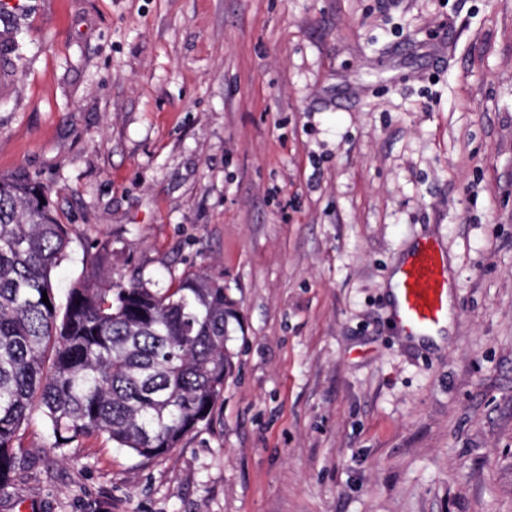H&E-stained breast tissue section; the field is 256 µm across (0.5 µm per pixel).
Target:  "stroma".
Wrapping results in <instances>:
<instances>
[{"label": "stroma", "instance_id": "1", "mask_svg": "<svg viewBox=\"0 0 512 512\" xmlns=\"http://www.w3.org/2000/svg\"><path fill=\"white\" fill-rule=\"evenodd\" d=\"M0 14V176L71 230L59 291L223 278L209 423L54 449L0 512H512V0H27ZM448 260L441 344L391 277Z\"/></svg>", "mask_w": 512, "mask_h": 512}]
</instances>
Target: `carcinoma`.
Returning <instances> with one entry per match:
<instances>
[{
	"label": "carcinoma",
	"instance_id": "obj_1",
	"mask_svg": "<svg viewBox=\"0 0 512 512\" xmlns=\"http://www.w3.org/2000/svg\"><path fill=\"white\" fill-rule=\"evenodd\" d=\"M70 243L45 191L0 176V489L27 462L35 413L57 448L104 436L149 461L211 420L232 372L222 279L153 289L95 271L61 305L53 272Z\"/></svg>",
	"mask_w": 512,
	"mask_h": 512
}]
</instances>
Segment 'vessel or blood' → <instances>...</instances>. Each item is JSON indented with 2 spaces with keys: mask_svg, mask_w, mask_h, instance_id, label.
<instances>
[{
  "mask_svg": "<svg viewBox=\"0 0 512 512\" xmlns=\"http://www.w3.org/2000/svg\"><path fill=\"white\" fill-rule=\"evenodd\" d=\"M398 273L395 319L408 335L431 331L447 320L448 264L435 241H420Z\"/></svg>",
  "mask_w": 512,
  "mask_h": 512,
  "instance_id": "obj_1",
  "label": "vessel or blood"
}]
</instances>
